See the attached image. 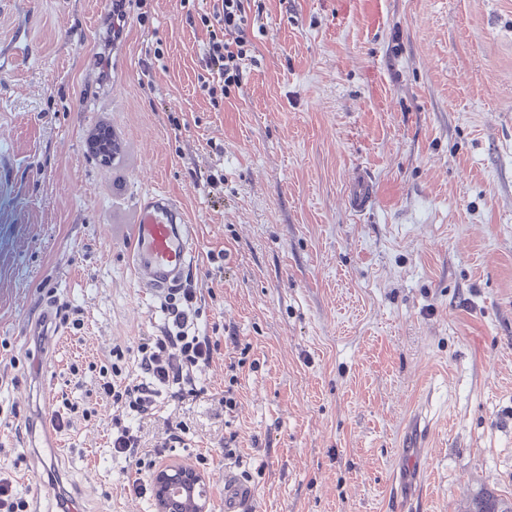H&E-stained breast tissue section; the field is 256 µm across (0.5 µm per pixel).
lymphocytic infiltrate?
<instances>
[{"label":"lymphocytic infiltrate","instance_id":"lymphocytic-infiltrate-1","mask_svg":"<svg viewBox=\"0 0 512 512\" xmlns=\"http://www.w3.org/2000/svg\"><path fill=\"white\" fill-rule=\"evenodd\" d=\"M250 12L249 0H220L212 14L201 15L209 35L206 55L215 76L214 82L201 85L208 96L242 82V63L255 49ZM196 301L192 287L171 293L164 305L166 318L159 335L143 338L137 345L136 377L125 379V353L116 347L112 350L111 373L98 384L100 399L111 402L114 408L109 428L113 454L140 459V474L127 482L128 491L139 498L146 496L151 487L146 475L157 461L140 458L141 438L133 419L156 411L165 399L183 402L199 398L203 390L198 382L219 347L216 337L198 329Z\"/></svg>","mask_w":512,"mask_h":512}]
</instances>
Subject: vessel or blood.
I'll use <instances>...</instances> for the list:
<instances>
[{"mask_svg": "<svg viewBox=\"0 0 512 512\" xmlns=\"http://www.w3.org/2000/svg\"><path fill=\"white\" fill-rule=\"evenodd\" d=\"M350 208L366 211L375 198V185L363 174L349 180L346 193ZM197 253L193 225L182 223L169 195L150 194L140 208L129 254L130 267L139 287L162 296L178 288L193 266ZM253 490L233 474L224 476V512H244Z\"/></svg>", "mask_w": 512, "mask_h": 512, "instance_id": "obj_1", "label": "vessel or blood"}]
</instances>
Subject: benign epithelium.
I'll list each match as a JSON object with an SVG mask.
<instances>
[{"label":"benign epithelium","mask_w":512,"mask_h":512,"mask_svg":"<svg viewBox=\"0 0 512 512\" xmlns=\"http://www.w3.org/2000/svg\"><path fill=\"white\" fill-rule=\"evenodd\" d=\"M154 512H179L184 508L180 495L196 493L193 512H208L209 499L205 474L181 460L164 461L152 473Z\"/></svg>","instance_id":"obj_1"}]
</instances>
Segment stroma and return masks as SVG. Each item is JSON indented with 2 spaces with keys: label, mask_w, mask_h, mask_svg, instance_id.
Here are the masks:
<instances>
[{
  "label": "stroma",
  "mask_w": 512,
  "mask_h": 512,
  "mask_svg": "<svg viewBox=\"0 0 512 512\" xmlns=\"http://www.w3.org/2000/svg\"><path fill=\"white\" fill-rule=\"evenodd\" d=\"M255 59L211 102L208 35L180 0H129L103 62L108 0H0V471L29 512H153L113 457L112 407L71 417L52 470L28 423L95 398L112 349L134 371L163 301L135 282L147 193L196 225L199 328L220 338L203 397L135 419L142 450L252 472L254 512H465L512 505V0H256ZM104 124L111 164L88 149ZM372 177L363 214L346 205ZM221 177L210 189L209 177ZM62 340L33 336L43 311ZM250 344L236 410L214 401L226 336ZM184 441L162 449L167 421ZM237 433L242 462L225 458ZM262 475H255L256 467ZM375 185L372 180L363 174L354 176L347 186V201L354 212L366 211L375 198Z\"/></svg>",
  "instance_id": "stroma-1"
}]
</instances>
